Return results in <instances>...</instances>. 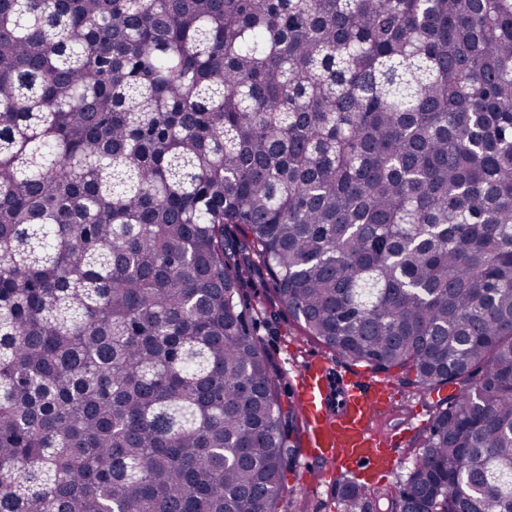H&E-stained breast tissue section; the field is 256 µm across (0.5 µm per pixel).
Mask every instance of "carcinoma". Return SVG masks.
I'll use <instances>...</instances> for the list:
<instances>
[{"mask_svg":"<svg viewBox=\"0 0 512 512\" xmlns=\"http://www.w3.org/2000/svg\"><path fill=\"white\" fill-rule=\"evenodd\" d=\"M261 267L456 390L395 512H512V0H0V512H277Z\"/></svg>","mask_w":512,"mask_h":512,"instance_id":"obj_1","label":"carcinoma"}]
</instances>
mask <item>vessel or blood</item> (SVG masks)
I'll return each mask as SVG.
<instances>
[{"label": "vessel or blood", "instance_id": "vessel-or-blood-1", "mask_svg": "<svg viewBox=\"0 0 512 512\" xmlns=\"http://www.w3.org/2000/svg\"><path fill=\"white\" fill-rule=\"evenodd\" d=\"M385 391L334 372L322 357L307 361L296 402L305 420L311 457L339 464L345 470L377 471L387 464L385 441L374 424Z\"/></svg>", "mask_w": 512, "mask_h": 512}]
</instances>
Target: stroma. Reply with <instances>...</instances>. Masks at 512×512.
<instances>
[{"instance_id": "stroma-1", "label": "stroma", "mask_w": 512, "mask_h": 512, "mask_svg": "<svg viewBox=\"0 0 512 512\" xmlns=\"http://www.w3.org/2000/svg\"><path fill=\"white\" fill-rule=\"evenodd\" d=\"M249 304L262 310L257 333L280 378L282 401L294 399L300 372L315 355L326 358L341 368L349 377L366 384L383 381L389 396V405L377 425L381 431H394L395 437L386 451L390 465L383 476H366L364 488L368 512H389L388 502L380 490L403 482L412 468L416 454V440L429 426L439 397L451 394L444 387L439 394L423 395L405 385L393 374H375L362 364H354L333 353L321 342L307 336L303 326L293 320L287 310L275 300L271 281L266 273H257L246 290ZM333 465L313 462L306 449H299L296 465L286 476L278 512H342L339 489L342 477L333 473Z\"/></svg>"}]
</instances>
